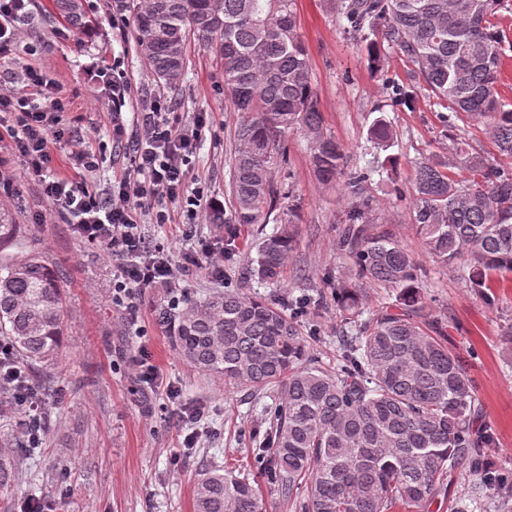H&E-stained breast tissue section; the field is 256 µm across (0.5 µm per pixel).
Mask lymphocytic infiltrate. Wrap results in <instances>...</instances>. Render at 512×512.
Returning a JSON list of instances; mask_svg holds the SVG:
<instances>
[{"label": "lymphocytic infiltrate", "mask_w": 512, "mask_h": 512, "mask_svg": "<svg viewBox=\"0 0 512 512\" xmlns=\"http://www.w3.org/2000/svg\"><path fill=\"white\" fill-rule=\"evenodd\" d=\"M24 80L27 94L0 93V112L11 117L7 132L28 170L39 176L43 197L67 212L74 233L111 250L119 266L116 305L124 306L132 289L174 283L177 273L168 249L147 242L140 224L146 216L158 224H176L185 217L196 218L202 210L223 211L222 200L188 182V163L198 149L205 116L189 125L176 124L167 99L152 97L137 118L131 168L103 191L92 192L77 179L50 174L62 106L37 67L27 65ZM162 195L175 203V210L157 209Z\"/></svg>", "instance_id": "lymphocytic-infiltrate-1"}]
</instances>
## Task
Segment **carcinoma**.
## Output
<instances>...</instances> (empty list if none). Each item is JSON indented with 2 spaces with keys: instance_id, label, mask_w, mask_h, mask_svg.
I'll list each match as a JSON object with an SVG mask.
<instances>
[{
  "instance_id": "1",
  "label": "carcinoma",
  "mask_w": 512,
  "mask_h": 512,
  "mask_svg": "<svg viewBox=\"0 0 512 512\" xmlns=\"http://www.w3.org/2000/svg\"><path fill=\"white\" fill-rule=\"evenodd\" d=\"M354 37L370 32L365 50L382 70L378 41L413 66L412 82L383 79L397 104L409 106L415 83L448 106V131L458 122L484 127L497 153L512 158V107L499 96L507 37L498 12L507 0H327ZM295 0H144L136 13V44L158 82L174 87L187 66L188 36L224 61V93L243 120L232 158L233 224H257L271 212L275 160L287 163L289 129L312 140L311 164L327 185L342 181L350 202L337 245L351 261L349 281L326 279L330 296L288 302L227 291L184 299L171 320V341L195 369L252 389L280 388L255 462L293 512H425L457 470L482 475L495 448L470 363L448 342L426 293L427 269L366 208L373 182L392 184L396 158L351 169L343 145L323 130V116ZM55 14L87 32L94 26L83 0H53ZM396 134L384 116L367 139L383 147ZM458 171L429 158L415 161L413 228L437 265L455 268L475 293L491 301L495 277L512 273V168L491 161L465 138L456 143ZM296 247L292 225L261 238L249 277L278 280ZM396 291L371 309L366 286ZM349 325L336 363L310 352L297 318L327 298ZM291 310L287 314L284 309ZM66 307L60 275L31 245L22 224L0 220V339L36 384L52 390L61 355ZM36 452L25 440L0 452V497L17 484ZM194 512H267L255 482L220 465L202 470Z\"/></svg>"
}]
</instances>
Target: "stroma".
Instances as JSON below:
<instances>
[{
  "label": "stroma",
  "instance_id": "35a3bbf8",
  "mask_svg": "<svg viewBox=\"0 0 512 512\" xmlns=\"http://www.w3.org/2000/svg\"><path fill=\"white\" fill-rule=\"evenodd\" d=\"M52 0H30L28 9L38 23L22 22L11 54L0 57V82L25 93L24 68L38 67L52 82L62 101V123L51 167L62 177L76 175L71 152L75 134L87 146L103 147L98 166L79 176L92 191L107 186L130 166L127 146L112 143V78L99 68L120 60V77L128 85L122 119L135 130L137 114L154 95H164L182 123L201 112L209 121L201 132L200 148L190 164L192 178L202 181L210 195L232 214L231 161L235 131L242 119L224 95V65L213 52L190 40L186 74L177 88L161 86L136 47V10L117 8L115 0H85L89 15L98 19L94 35L41 17ZM299 33L308 51L314 85L320 100L325 132L344 146L351 166L372 158L398 156L393 173L405 193L391 195L386 184L372 185V214L431 269L429 292L433 315L448 340L472 353L471 374L483 407V422L494 432L497 446L488 460L506 483H512V346L500 340V329L512 322V276L495 283L494 301L485 304L467 288L457 272L436 269L412 228L409 197L414 191L413 165L433 157L455 161L456 139L443 121L445 108L434 103L426 89H417L411 106L394 105L382 88L383 75L407 80L411 67L402 54L380 44L382 75L373 74L367 60L337 22L325 0H295ZM384 113L397 134L391 151L368 141L367 130L377 113ZM287 165H274L275 182H290L292 193L277 202V220L227 227L214 217L193 224H143L153 241L164 243L180 266L178 287L187 296L202 298L223 288L285 297L322 290L326 277L348 279L351 263L338 250L336 227L348 201L340 186L322 185L310 163L311 140L303 132H286ZM0 214L24 225L36 247L61 273L68 311L64 352L53 370L54 387L47 400L50 422L42 435L43 454L24 465V474L0 512H16L29 498L55 505L56 512H194L193 494L203 468L216 463L252 472L254 448L264 441L265 408L279 402L277 387L258 391L225 382L223 377L196 370L174 349L168 323L162 322L170 289L165 285L134 289L130 300L138 310L137 326H129L112 300L118 263L111 250L78 237L62 210L41 195L36 177L29 175L6 129L0 127ZM293 223L298 242L276 284L247 279L256 256V242ZM236 240L224 258V279H211L206 264L183 268V255L198 238L222 243L226 229ZM302 327L318 329L311 351L329 361L336 356V337L343 324L334 302L310 309ZM159 373L151 385L140 382L136 362L140 349ZM184 405L205 410L204 431L196 448L182 446L184 432L178 411ZM69 457L65 481L54 476L58 456ZM269 512H289L264 474L252 472ZM499 492L485 487L481 477L460 470L449 479L445 493L429 512H498Z\"/></svg>",
  "mask_w": 512,
  "mask_h": 512
}]
</instances>
